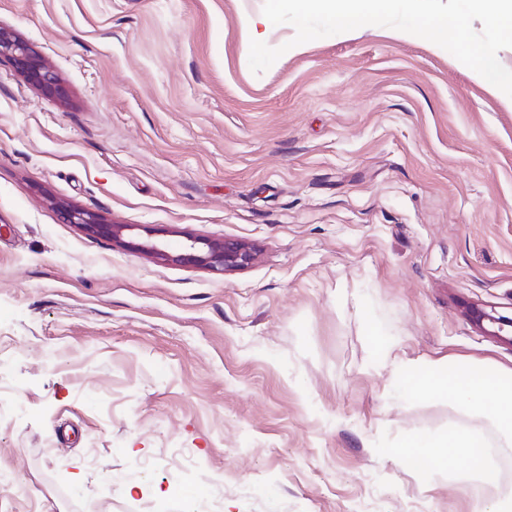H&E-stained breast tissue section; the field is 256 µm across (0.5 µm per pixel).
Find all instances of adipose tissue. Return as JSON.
Segmentation results:
<instances>
[{
    "mask_svg": "<svg viewBox=\"0 0 512 512\" xmlns=\"http://www.w3.org/2000/svg\"><path fill=\"white\" fill-rule=\"evenodd\" d=\"M402 369L411 393L425 395L442 389L452 391L472 410L493 409L496 429L512 437V376L500 378L479 363L451 369L439 366L423 372L417 370L414 362L408 361L403 363ZM408 446L416 459L435 460L443 466L451 463L457 452H465L476 475L484 481L492 479L497 471L489 443L478 435L451 432L442 437H418L409 441Z\"/></svg>",
    "mask_w": 512,
    "mask_h": 512,
    "instance_id": "obj_1",
    "label": "adipose tissue"
}]
</instances>
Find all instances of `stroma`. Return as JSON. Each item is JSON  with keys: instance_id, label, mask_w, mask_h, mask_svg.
Listing matches in <instances>:
<instances>
[{"instance_id": "stroma-1", "label": "stroma", "mask_w": 512, "mask_h": 512, "mask_svg": "<svg viewBox=\"0 0 512 512\" xmlns=\"http://www.w3.org/2000/svg\"><path fill=\"white\" fill-rule=\"evenodd\" d=\"M264 0H0L61 79L0 59V512H474L425 434L512 439L421 368L512 370V107L445 49L371 26L249 66ZM251 245L226 274L57 206ZM390 347L383 358L371 334ZM469 313L471 314L475 324L484 332H488L501 340L512 343V317L498 314V312L490 307L489 310L485 308L470 306ZM485 323L492 329H488Z\"/></svg>"}]
</instances>
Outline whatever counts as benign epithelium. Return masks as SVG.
I'll list each match as a JSON object with an SVG mask.
<instances>
[{
  "instance_id": "1",
  "label": "benign epithelium",
  "mask_w": 512,
  "mask_h": 512,
  "mask_svg": "<svg viewBox=\"0 0 512 512\" xmlns=\"http://www.w3.org/2000/svg\"><path fill=\"white\" fill-rule=\"evenodd\" d=\"M8 58L16 70L34 87L47 94H60L61 82L57 72L28 41L12 30L0 26V58ZM66 224H76L87 232L108 237L113 241L140 250L158 260L175 264L195 265L214 271L229 272L248 266L254 259L253 248L238 241L188 238L187 243L174 252L161 239L148 237L139 242L127 241L124 233L132 230L130 224H110L102 216L75 209L59 207ZM475 324L483 331L512 343V317L498 314L491 308L469 307Z\"/></svg>"
}]
</instances>
